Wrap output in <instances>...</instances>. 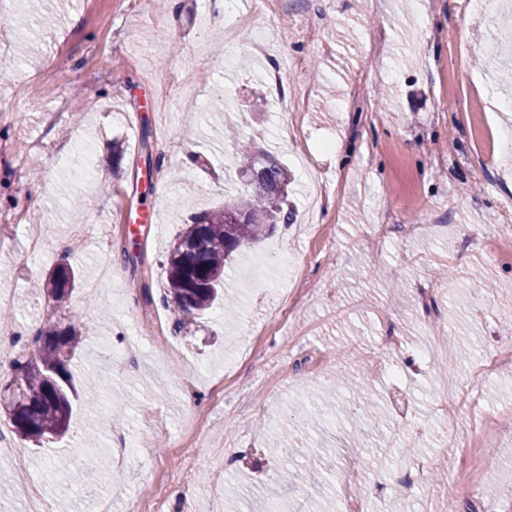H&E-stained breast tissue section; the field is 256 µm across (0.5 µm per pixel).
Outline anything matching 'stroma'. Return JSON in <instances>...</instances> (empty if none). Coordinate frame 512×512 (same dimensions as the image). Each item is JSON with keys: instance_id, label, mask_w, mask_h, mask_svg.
Here are the masks:
<instances>
[{"instance_id": "stroma-1", "label": "stroma", "mask_w": 512, "mask_h": 512, "mask_svg": "<svg viewBox=\"0 0 512 512\" xmlns=\"http://www.w3.org/2000/svg\"><path fill=\"white\" fill-rule=\"evenodd\" d=\"M139 0H66L52 22L27 0H0V291L17 302L13 326L76 324V382L102 380L80 401L71 432L46 448L0 445L16 475L0 512H25L37 487L58 512L60 479L78 486L74 512H98L113 474L137 512H248L256 496L323 507L349 498L370 512H512V359L484 376L474 362L512 350V151L490 137L512 131V88L495 78L512 64L505 0H231L250 26L234 30L238 62L224 59L215 0L178 11ZM261 33L264 53L251 49ZM313 79L298 117L279 106ZM224 88V125L207 108ZM269 111H255L256 99ZM252 139L291 176L294 222L243 251L224 280L236 306L184 327L165 313V256L194 214L245 187L225 125ZM124 146L120 166L112 144ZM151 146L144 169L141 142ZM99 161L83 169L86 152ZM201 165H188L189 154ZM82 206L74 220L71 200ZM156 216L131 234L125 214ZM424 224L422 235L404 227ZM385 225L371 245L374 225ZM45 254L28 259L30 226ZM279 246L256 278V253ZM108 247L114 277L94 297L85 283ZM81 285L51 308L32 292L66 250ZM132 260H124V250ZM387 278L374 276L375 267ZM487 280L481 288L473 271ZM164 312L162 324L145 312ZM472 352L452 366L430 353L428 322ZM400 337L387 349L382 337ZM367 372L356 406H380L384 432L348 447V424L328 408L338 375ZM466 379L475 410L441 408L443 381ZM310 448L294 486L281 488L282 426ZM137 448L114 466L111 441ZM75 453L90 471L68 470ZM195 482L177 486L184 456ZM234 458L224 484L211 471Z\"/></svg>"}]
</instances>
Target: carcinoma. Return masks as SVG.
Returning <instances> with one entry per match:
<instances>
[{
    "mask_svg": "<svg viewBox=\"0 0 512 512\" xmlns=\"http://www.w3.org/2000/svg\"><path fill=\"white\" fill-rule=\"evenodd\" d=\"M234 140L245 164L246 189L221 208L193 216L166 258L165 299L180 327L205 315L224 295V275L236 254L270 230L265 220L268 212L274 213L275 224L291 221V211L284 209L285 199L280 197L282 186L290 182L288 171L270 155L263 166H257L250 140L238 133ZM49 275L52 281L44 282L42 288L52 307L58 308L70 299L80 272L63 258ZM80 342L75 326L48 322L36 327L35 353L13 361V375L4 388L21 386L24 404L10 414L20 440L43 448L62 438L69 430L74 402L82 396L98 397L94 386L78 388L69 370ZM384 420L377 410H365L362 425L353 431L354 441L368 437Z\"/></svg>",
    "mask_w": 512,
    "mask_h": 512,
    "instance_id": "obj_1",
    "label": "carcinoma"
}]
</instances>
